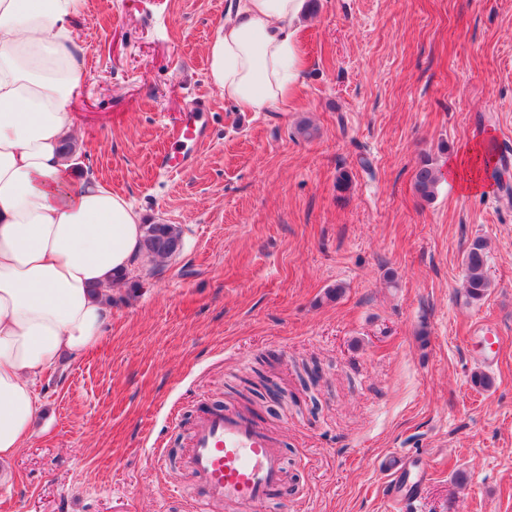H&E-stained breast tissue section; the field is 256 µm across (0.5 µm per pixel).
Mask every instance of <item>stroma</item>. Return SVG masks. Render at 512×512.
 <instances>
[{
    "mask_svg": "<svg viewBox=\"0 0 512 512\" xmlns=\"http://www.w3.org/2000/svg\"><path fill=\"white\" fill-rule=\"evenodd\" d=\"M230 2H87L75 153L183 247L142 262L101 342L38 382L0 512H191L189 428L245 401L282 445L286 501L269 512H386L393 451L429 470L402 512H512V199L488 170L468 195L414 188L423 156L444 169L512 140V0H311L302 79L270 112L207 81ZM200 96L196 161L156 169ZM477 237L492 286L472 301ZM487 254V242L477 237L470 243L463 257V288L466 296L473 301L482 300L491 288Z\"/></svg>",
    "mask_w": 512,
    "mask_h": 512,
    "instance_id": "35a3bbf8",
    "label": "stroma"
}]
</instances>
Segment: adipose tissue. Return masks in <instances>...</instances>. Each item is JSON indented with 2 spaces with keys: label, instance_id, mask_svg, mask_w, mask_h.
<instances>
[{
  "label": "adipose tissue",
  "instance_id": "1",
  "mask_svg": "<svg viewBox=\"0 0 512 512\" xmlns=\"http://www.w3.org/2000/svg\"><path fill=\"white\" fill-rule=\"evenodd\" d=\"M87 0H0V465L25 447L35 387L94 348L116 276L141 258L140 211L66 154ZM305 0H233L206 45L210 85L243 112L287 108Z\"/></svg>",
  "mask_w": 512,
  "mask_h": 512
}]
</instances>
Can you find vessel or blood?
<instances>
[{
	"label": "vessel or blood",
	"instance_id": "1",
	"mask_svg": "<svg viewBox=\"0 0 512 512\" xmlns=\"http://www.w3.org/2000/svg\"><path fill=\"white\" fill-rule=\"evenodd\" d=\"M174 145L155 159L157 168L180 172L191 167L204 145L206 131L194 116L172 127ZM183 466L195 475L198 494L194 512L224 504L238 512H264L280 498L285 485L281 445L276 436L244 413L214 409L199 415Z\"/></svg>",
	"mask_w": 512,
	"mask_h": 512
}]
</instances>
